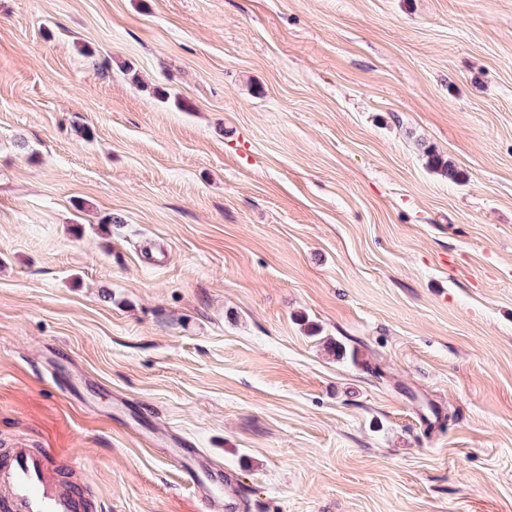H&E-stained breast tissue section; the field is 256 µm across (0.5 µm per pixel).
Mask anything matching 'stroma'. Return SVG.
<instances>
[{"label": "stroma", "mask_w": 512, "mask_h": 512, "mask_svg": "<svg viewBox=\"0 0 512 512\" xmlns=\"http://www.w3.org/2000/svg\"><path fill=\"white\" fill-rule=\"evenodd\" d=\"M19 443L97 512H206L179 444L242 512H512V0H0Z\"/></svg>", "instance_id": "obj_1"}]
</instances>
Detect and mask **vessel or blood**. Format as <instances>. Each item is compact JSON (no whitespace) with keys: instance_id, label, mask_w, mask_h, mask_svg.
I'll list each match as a JSON object with an SVG mask.
<instances>
[{"instance_id":"b4317fda","label":"vessel or blood","mask_w":512,"mask_h":512,"mask_svg":"<svg viewBox=\"0 0 512 512\" xmlns=\"http://www.w3.org/2000/svg\"><path fill=\"white\" fill-rule=\"evenodd\" d=\"M182 473L201 491L208 512H234L231 499L206 492L196 470L197 451L177 448ZM56 453L49 448L15 447L0 456V494L7 512H93L94 505L75 483L59 479Z\"/></svg>"}]
</instances>
